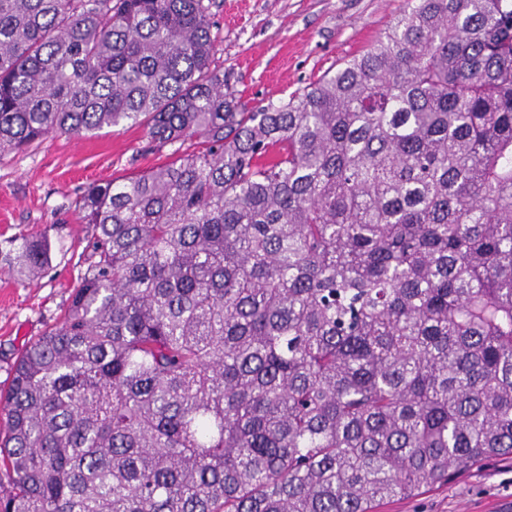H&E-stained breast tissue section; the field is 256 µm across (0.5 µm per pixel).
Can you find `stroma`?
Here are the masks:
<instances>
[{
	"label": "stroma",
	"mask_w": 512,
	"mask_h": 512,
	"mask_svg": "<svg viewBox=\"0 0 512 512\" xmlns=\"http://www.w3.org/2000/svg\"><path fill=\"white\" fill-rule=\"evenodd\" d=\"M406 0H212L215 64L244 102L288 97L362 55ZM140 126L82 137L52 135L26 150L0 152V388L21 351L63 315L89 251L92 230L75 201L105 182L170 161ZM48 235L52 262L35 280L20 278L11 239ZM380 512H512V466L497 464Z\"/></svg>",
	"instance_id": "stroma-1"
}]
</instances>
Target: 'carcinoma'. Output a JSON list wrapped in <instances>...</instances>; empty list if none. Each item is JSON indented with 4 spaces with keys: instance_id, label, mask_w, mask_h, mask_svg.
Instances as JSON below:
<instances>
[{
    "instance_id": "carcinoma-1",
    "label": "carcinoma",
    "mask_w": 512,
    "mask_h": 512,
    "mask_svg": "<svg viewBox=\"0 0 512 512\" xmlns=\"http://www.w3.org/2000/svg\"><path fill=\"white\" fill-rule=\"evenodd\" d=\"M211 28L0 0V151L199 147L75 202L86 269L0 391V512H377L512 462V0H408L254 108Z\"/></svg>"
}]
</instances>
